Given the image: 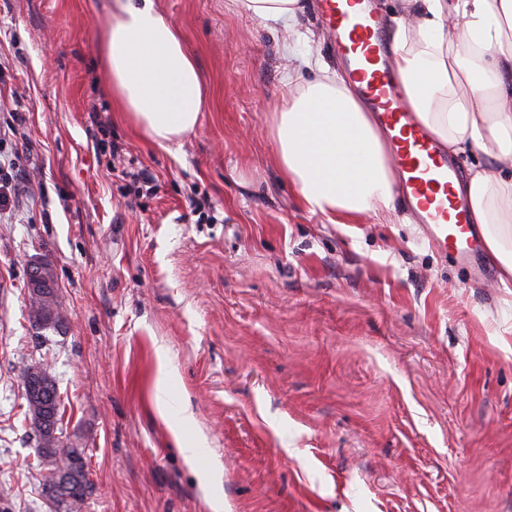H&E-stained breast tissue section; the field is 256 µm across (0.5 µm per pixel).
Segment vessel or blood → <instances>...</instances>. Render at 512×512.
Instances as JSON below:
<instances>
[{
    "label": "vessel or blood",
    "instance_id": "obj_1",
    "mask_svg": "<svg viewBox=\"0 0 512 512\" xmlns=\"http://www.w3.org/2000/svg\"><path fill=\"white\" fill-rule=\"evenodd\" d=\"M314 11L331 38V50L344 76L387 130L393 163L400 176L406 211L444 256L474 262L481 248L467 209L451 193L460 175L448 152L402 98L390 63L389 26L372 0H315Z\"/></svg>",
    "mask_w": 512,
    "mask_h": 512
}]
</instances>
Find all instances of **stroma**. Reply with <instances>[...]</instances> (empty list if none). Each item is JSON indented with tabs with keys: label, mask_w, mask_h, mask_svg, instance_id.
<instances>
[{
	"label": "stroma",
	"mask_w": 512,
	"mask_h": 512,
	"mask_svg": "<svg viewBox=\"0 0 512 512\" xmlns=\"http://www.w3.org/2000/svg\"><path fill=\"white\" fill-rule=\"evenodd\" d=\"M209 93L163 149L110 112V0H0V512H54L19 374L47 358L90 493L73 512H512V280L428 245L403 207L311 212L274 161L289 72L337 73L313 9L269 28L238 0H153ZM155 189L127 197L125 171ZM212 203L200 221L191 199ZM53 264L64 320L29 317L26 267ZM188 399L184 457L158 386Z\"/></svg>",
	"instance_id": "stroma-1"
}]
</instances>
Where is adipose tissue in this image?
I'll use <instances>...</instances> for the list:
<instances>
[{
  "instance_id": "adipose-tissue-1",
  "label": "adipose tissue",
  "mask_w": 512,
  "mask_h": 512,
  "mask_svg": "<svg viewBox=\"0 0 512 512\" xmlns=\"http://www.w3.org/2000/svg\"><path fill=\"white\" fill-rule=\"evenodd\" d=\"M289 28L301 0H239ZM393 63L407 102L450 156H489L454 182L503 277L512 279V0H402ZM112 93L154 144L194 132L206 102L201 73L152 0H113L101 42ZM273 116L275 160L305 205L324 215L384 216L397 174L382 130L354 87L330 77L289 81Z\"/></svg>"
}]
</instances>
